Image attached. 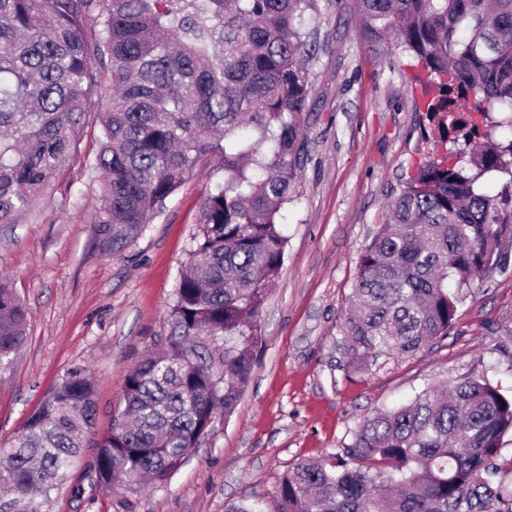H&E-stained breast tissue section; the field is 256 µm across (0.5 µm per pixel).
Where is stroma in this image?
Segmentation results:
<instances>
[{
    "label": "stroma",
    "instance_id": "stroma-1",
    "mask_svg": "<svg viewBox=\"0 0 512 512\" xmlns=\"http://www.w3.org/2000/svg\"><path fill=\"white\" fill-rule=\"evenodd\" d=\"M318 9L309 153L284 211L285 261L258 317L254 369L234 411L217 413L166 483L101 489L96 447L129 370L169 343L174 285L221 172L200 164L141 236L121 253L103 252L94 235L100 190L84 168L97 150L87 127L32 211L0 225V274L28 313L27 340L0 371V442L69 370L84 369L95 388L83 456L51 512H225L241 502L268 512L288 469L328 461L372 411L465 372L512 385V267L492 273L430 349L368 375L348 373L337 340L361 250L433 146L415 110L416 59L390 40L365 39L352 0H318Z\"/></svg>",
    "mask_w": 512,
    "mask_h": 512
}]
</instances>
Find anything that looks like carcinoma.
<instances>
[{"label":"carcinoma","instance_id":"obj_1","mask_svg":"<svg viewBox=\"0 0 512 512\" xmlns=\"http://www.w3.org/2000/svg\"><path fill=\"white\" fill-rule=\"evenodd\" d=\"M354 12L370 39L392 35L422 63L438 152L389 199L359 257L339 332L352 372L368 374L448 336L465 300L506 269L512 138L495 131L512 130V0H354ZM316 13L317 0H0V224L35 203L90 117L104 252L141 235L200 162L224 174L176 282L174 340L129 371L98 444L101 486L167 481L251 376L308 155ZM26 324L0 278L1 369ZM204 336L224 341L219 376ZM94 415L90 378L69 371L0 444V512H50ZM509 434L512 396L462 373L367 415L333 465L288 470L272 512H512Z\"/></svg>","mask_w":512,"mask_h":512}]
</instances>
